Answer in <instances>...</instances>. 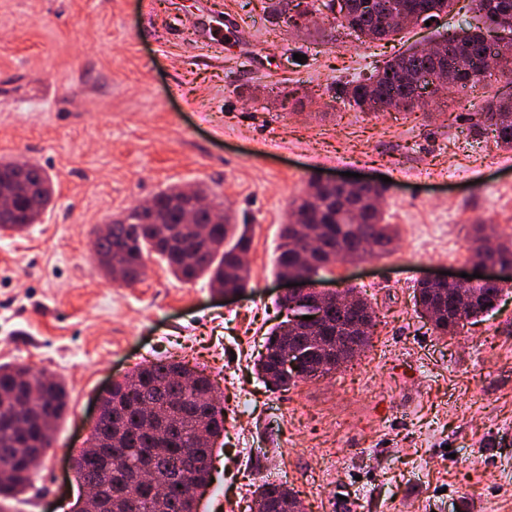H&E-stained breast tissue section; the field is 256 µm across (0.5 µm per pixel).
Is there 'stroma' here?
<instances>
[{
	"mask_svg": "<svg viewBox=\"0 0 512 512\" xmlns=\"http://www.w3.org/2000/svg\"><path fill=\"white\" fill-rule=\"evenodd\" d=\"M271 0H0V159L51 175L52 209L0 233V364L63 376L67 410L33 487L8 512H70V464L96 401L136 364L205 367L224 402V446L200 512H245L264 482L305 512H512V292L458 335L414 307L420 278L466 263L480 224L512 234V151L475 132L467 103L511 94L499 74L411 111L359 112L330 88L368 77L447 20L371 41L322 15L287 25ZM231 22L245 38L208 37ZM355 154L356 165L345 164ZM391 178L396 250L339 263L379 317L369 348L331 375L269 390L253 361L286 315L274 259L311 177ZM208 186L248 224L251 287L224 297L175 279L110 281L96 231L169 185Z\"/></svg>",
	"mask_w": 512,
	"mask_h": 512,
	"instance_id": "obj_1",
	"label": "stroma"
}]
</instances>
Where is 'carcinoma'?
<instances>
[{
	"label": "carcinoma",
	"instance_id": "1",
	"mask_svg": "<svg viewBox=\"0 0 512 512\" xmlns=\"http://www.w3.org/2000/svg\"><path fill=\"white\" fill-rule=\"evenodd\" d=\"M345 0L346 11L333 15L339 26L358 30L371 40L394 37L403 30L386 14L411 10L423 20L440 19L455 0ZM483 24L512 30V0H477ZM487 39L478 25L467 24L439 42L443 56H426L417 48L387 60L369 77L340 85L336 93L361 112H390L414 108L405 77L428 69L440 83L465 87L489 72ZM473 126L489 129L496 144L512 149V97L497 98L470 112ZM0 184L10 187L14 213L0 219V232L20 233L46 213L54 198L53 180L38 163L21 167L0 161ZM387 192L383 185L349 189L321 184L312 177L307 192L290 205L282 226L275 276L304 271L319 281L321 271L337 262L393 252L398 233L385 223L373 200ZM209 195L196 184L190 193L170 185L157 192L152 207L132 208L112 221L107 236L98 240L93 259L97 266L120 268L122 282L135 283L146 274L145 259L159 258L177 279L208 278L213 285L243 292L250 274L242 270V254L249 251V226L219 205L197 210ZM489 261L512 262V238L480 233L470 248ZM506 291L502 282L467 288H414V304L440 336H454L472 317L497 306ZM351 305L324 301L323 324L311 337L287 322L273 326L264 337L255 364L258 375L274 380L273 389L287 391L301 379H315L336 371V365L316 370L320 358L353 359L370 343L375 315L367 298L349 289ZM217 388L203 369L175 359L138 365L127 379L112 387V397L88 438L89 447L74 459L78 477L95 490L94 512H197L190 490L211 483L210 463L224 436V406ZM67 409L62 377L37 372L23 364H0V501L25 493L33 486L30 461L47 455L53 431ZM297 494L285 483L265 482L255 492V512H294Z\"/></svg>",
	"mask_w": 512,
	"mask_h": 512
}]
</instances>
